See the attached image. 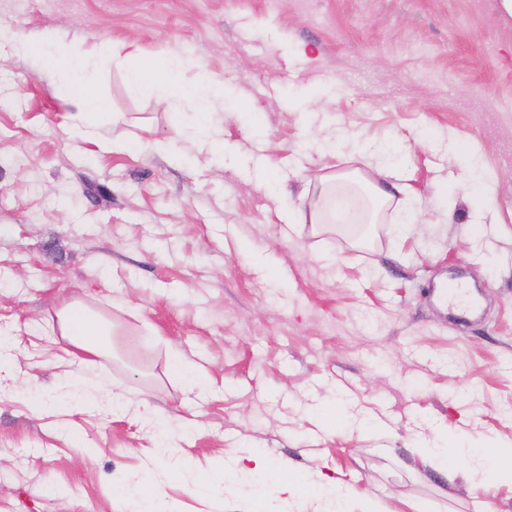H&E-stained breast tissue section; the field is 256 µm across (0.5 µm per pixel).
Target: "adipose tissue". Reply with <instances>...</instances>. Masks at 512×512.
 <instances>
[{
  "instance_id": "ef3b65f1",
  "label": "adipose tissue",
  "mask_w": 512,
  "mask_h": 512,
  "mask_svg": "<svg viewBox=\"0 0 512 512\" xmlns=\"http://www.w3.org/2000/svg\"><path fill=\"white\" fill-rule=\"evenodd\" d=\"M16 48L23 53H32L39 57L45 70L62 74L68 84L69 95L75 100L78 110L69 117V128L73 135L88 141L98 140L100 134L85 122L83 115L87 112H102L107 108L104 100L88 93V84L92 74L88 69L86 58L76 48L55 43L50 40L24 41ZM185 59L177 55H160L149 64L128 67L127 79L132 86L147 84L164 86L176 101H191L199 115L198 126L203 146L210 149L222 148V140L215 137L210 128L209 105L201 96L202 86L214 85L215 80L206 71H199L196 86L177 83L175 74L184 68ZM306 221L313 231L319 232L329 224H350L362 227L368 222L365 214L349 208L344 196L336 192V180L324 178L321 182L319 200L310 209ZM59 330L75 348L94 355H102L112 344L113 330L109 323L89 311L81 302L71 301L64 304L57 313ZM468 471L477 477L490 475L497 480L512 481V441L497 446L492 455H484L474 449H466ZM252 476L262 479L274 476L272 486L261 487L257 500L250 505L247 512H269L270 507L295 505L300 498H307L311 512H344L347 501V486L341 479H323L308 484L300 476H288L285 462L274 463L262 451L251 455Z\"/></svg>"
}]
</instances>
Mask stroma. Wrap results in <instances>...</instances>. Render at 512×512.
I'll list each match as a JSON object with an SVG mask.
<instances>
[{"mask_svg":"<svg viewBox=\"0 0 512 512\" xmlns=\"http://www.w3.org/2000/svg\"><path fill=\"white\" fill-rule=\"evenodd\" d=\"M0 512H128L170 450L199 475L148 488L173 512H245L240 462L338 476L350 505L512 512V483L423 465L419 445L486 453L512 440V17L499 0H0ZM51 36L191 57L220 82L197 115L129 89L104 63L90 87L99 142L74 138L60 76L12 42ZM482 187L460 190L469 157ZM396 169L418 226L389 202L365 238L299 223L313 182L342 192ZM468 281L481 318L429 295ZM78 300L115 330L76 358L56 313ZM207 369L201 392L173 355ZM98 380L67 396L66 377ZM132 407L116 413L110 391ZM147 399L166 437L139 417ZM249 461L254 463V466L250 469H246L248 473L252 476L258 478L259 480L264 479L272 472L276 470L277 475L283 474L288 471V464L281 461L278 463H272L268 457L260 450H256L252 453Z\"/></svg>","mask_w":512,"mask_h":512,"instance_id":"1","label":"stroma"}]
</instances>
